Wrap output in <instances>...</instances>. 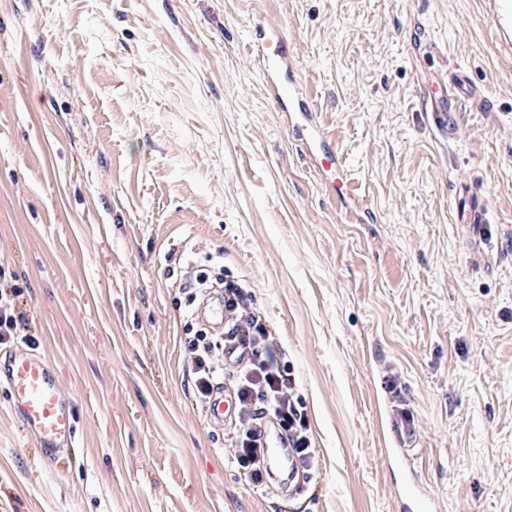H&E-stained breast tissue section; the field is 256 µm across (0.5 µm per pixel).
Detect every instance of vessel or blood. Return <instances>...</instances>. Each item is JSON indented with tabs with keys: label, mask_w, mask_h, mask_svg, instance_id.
<instances>
[{
	"label": "vessel or blood",
	"mask_w": 512,
	"mask_h": 512,
	"mask_svg": "<svg viewBox=\"0 0 512 512\" xmlns=\"http://www.w3.org/2000/svg\"><path fill=\"white\" fill-rule=\"evenodd\" d=\"M490 22L505 41H512V0H491ZM251 51L263 61V76L269 87L273 108L278 112L298 114L292 136L306 149L312 160L335 163L340 159L330 147L317 122V111L300 81L288 74L286 39L256 29L251 37ZM456 223L468 227L472 235H482L487 222V204L478 193L458 203ZM196 314L215 333L224 331V295L208 294ZM250 350L234 342L224 344V380L216 385L205 407L210 425H232L235 393L234 375L249 361ZM0 386L10 397L11 408L20 419L27 438L39 454L50 462L67 457L76 446L75 402L60 379L57 367L29 345L23 344L0 353ZM258 456L265 472L285 477L283 496H290L291 484L297 483L300 464L288 441L271 418H263L256 429ZM434 503L418 488H410L401 499L400 512H433Z\"/></svg>",
	"instance_id": "b4317fda"
}]
</instances>
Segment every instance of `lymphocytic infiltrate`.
I'll list each match as a JSON object with an SVG mask.
<instances>
[{
    "label": "lymphocytic infiltrate",
    "instance_id": "obj_1",
    "mask_svg": "<svg viewBox=\"0 0 512 512\" xmlns=\"http://www.w3.org/2000/svg\"><path fill=\"white\" fill-rule=\"evenodd\" d=\"M20 293V288L8 281L4 270L0 269V344L29 334L24 313L18 312L14 305ZM245 298L244 288L231 281L225 283L224 334L249 348L254 356L237 376L239 429L232 459L246 471L250 480L258 483L263 479L255 463V427L260 419L269 415L279 421L299 461L309 459L310 441L307 414L295 395V382L287 368L263 354L261 347L269 336L268 327L262 317L246 310ZM219 346V341L201 330L185 340L186 368L192 376V391L198 402H206L216 384L219 369L212 358Z\"/></svg>",
    "mask_w": 512,
    "mask_h": 512
}]
</instances>
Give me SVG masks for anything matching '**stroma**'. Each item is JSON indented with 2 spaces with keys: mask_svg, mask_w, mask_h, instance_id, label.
Segmentation results:
<instances>
[{
  "mask_svg": "<svg viewBox=\"0 0 512 512\" xmlns=\"http://www.w3.org/2000/svg\"><path fill=\"white\" fill-rule=\"evenodd\" d=\"M488 0H0V268L76 406L63 467L0 388V512H280L185 371L183 284L244 287L292 367L313 458L296 512H512V51ZM261 23L341 148L300 150ZM464 72L455 130L435 100ZM474 187L488 224L455 222ZM425 428L391 464L399 410ZM448 83L450 87L455 91V97L453 99H449L448 97L443 96L441 100V112L444 113L445 116L448 117V130L452 129L454 125L455 116L451 112H456L451 104V101H455L456 99L462 97L464 99H476L482 98L481 102L484 104L488 103L487 97L484 96V93L478 88L469 84L466 78L460 72H453L448 76ZM401 512H432L434 502L425 497L417 487H411L401 499Z\"/></svg>",
  "mask_w": 512,
  "mask_h": 512,
  "instance_id": "stroma-1",
  "label": "stroma"
}]
</instances>
